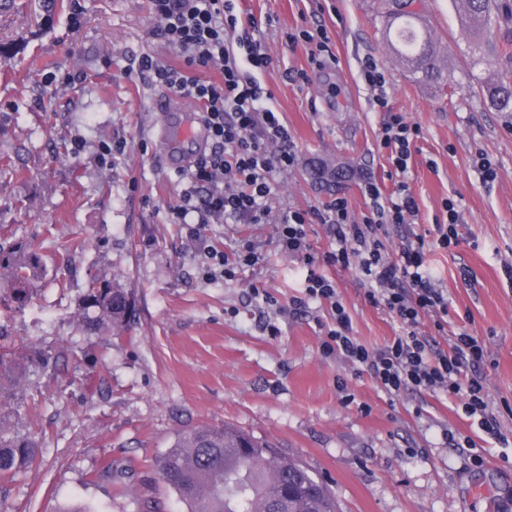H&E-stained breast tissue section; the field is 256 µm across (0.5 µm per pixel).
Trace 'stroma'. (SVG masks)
<instances>
[{
  "label": "stroma",
  "mask_w": 512,
  "mask_h": 512,
  "mask_svg": "<svg viewBox=\"0 0 512 512\" xmlns=\"http://www.w3.org/2000/svg\"><path fill=\"white\" fill-rule=\"evenodd\" d=\"M66 3L50 10L44 0H0L8 47L0 55V157L20 170L0 177V228L11 240L40 242L47 263L37 300L0 307V326L46 355L74 352L63 375L35 367L20 415L0 410L43 448L37 466L0 482V512H57L72 499L95 512H139L148 499L178 512L155 462L179 433L203 423L242 429L298 459L329 484L339 512H512V278L504 271L512 266V112L495 111L482 93L507 67L512 34L492 27L474 64L463 0H419L441 51L439 86L414 79L388 44L391 0L238 2L261 18L271 58L246 72L271 90L269 105L300 156L274 210L344 197L358 218L366 210L360 175L393 189L377 141L384 115L360 77L364 57L383 65L391 105L421 127L410 181L419 211L390 230L386 246L395 253L412 234L434 237L443 202L456 204L460 246L428 256L430 275L448 291V329L429 319L421 329L443 349L461 326L486 345L480 371L507 437L501 443L448 396L391 397L353 365L324 357L328 309L313 301L295 310L306 269L277 251L273 225L207 226L208 244L228 251L250 239L265 261L235 281L203 279L196 243L171 221L183 175L155 137L163 90L137 72L145 54L176 67L183 60L156 35L149 0ZM319 26L329 52L314 67L309 44L290 37ZM67 72L84 79L56 86ZM118 140L125 155L99 167L98 145ZM483 157L498 173L487 186L477 171ZM112 277L131 289L136 317L107 346L76 323L88 282ZM335 278L362 343L379 348L396 336L397 322L365 301L354 272ZM264 290L277 306L262 301ZM270 321L279 335L265 331ZM449 428L473 447H453ZM477 455L484 464L474 463ZM111 463L132 470L133 481L103 478Z\"/></svg>",
  "instance_id": "1"
}]
</instances>
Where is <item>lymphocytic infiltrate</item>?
Returning <instances> with one entry per match:
<instances>
[{
	"mask_svg": "<svg viewBox=\"0 0 512 512\" xmlns=\"http://www.w3.org/2000/svg\"><path fill=\"white\" fill-rule=\"evenodd\" d=\"M150 10L159 35L181 54L184 64L175 67L147 54L139 59L137 69L156 85L197 104L211 143L209 152L190 167L187 185L171 209L174 223L187 226L194 240L199 227L207 224L274 225L277 250L308 268L305 296L297 300V308L310 300L329 307L333 323L323 343L325 356L367 372L392 396L408 390L446 393L458 400L466 418L501 438L486 380L470 372L486 359L485 344L462 327L455 332L450 350L444 351L432 346L420 329L425 318H433L439 327L448 315V291L428 275L426 256L434 249L459 246L454 202L444 201L446 221L436 224L433 240L416 236L395 255L383 242L386 226L409 223L418 213L408 173L422 130L391 106L378 61L365 57L360 75L376 89L375 104L385 114L379 145L387 154L393 190L384 191L374 177L364 176L359 187L366 211L359 218L344 197L320 207L276 213L271 203L279 178L297 166L298 155L281 114L264 105L270 91L239 67L236 52L240 49L254 67L270 62L258 37L259 21L241 17L236 0H150ZM233 32L238 38L232 46L227 36ZM313 223L328 225L334 242L321 254L309 237ZM201 250L203 276L208 280L235 279L262 261L261 251L250 240L241 241L231 252L206 244ZM322 264L337 270L357 269L366 287V301L397 321L398 334L377 349L360 343L335 279L318 271Z\"/></svg>",
	"mask_w": 512,
	"mask_h": 512,
	"instance_id": "lymphocytic-infiltrate-1",
	"label": "lymphocytic infiltrate"
}]
</instances>
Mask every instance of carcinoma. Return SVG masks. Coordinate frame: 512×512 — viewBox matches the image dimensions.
<instances>
[{
  "label": "carcinoma",
  "mask_w": 512,
  "mask_h": 512,
  "mask_svg": "<svg viewBox=\"0 0 512 512\" xmlns=\"http://www.w3.org/2000/svg\"><path fill=\"white\" fill-rule=\"evenodd\" d=\"M407 0H396L394 48L406 68L425 81L442 78L430 32L418 25L417 12L407 11ZM467 24L476 38L506 16L512 5L502 0H465ZM489 102L512 109V72L485 86ZM35 241L0 245V305L23 309L38 295L46 272ZM134 298L120 280L91 283L79 301V327L86 336L112 340L125 333L133 321ZM42 352L13 342L0 343V401L24 403L26 371ZM41 448L28 434L0 422V481L8 482L35 464ZM159 479L176 495L181 512H273L285 500L288 512H337L330 488L291 456L272 444L236 428L202 425L178 435L157 461Z\"/></svg>",
  "instance_id": "cac0c4a2"
}]
</instances>
